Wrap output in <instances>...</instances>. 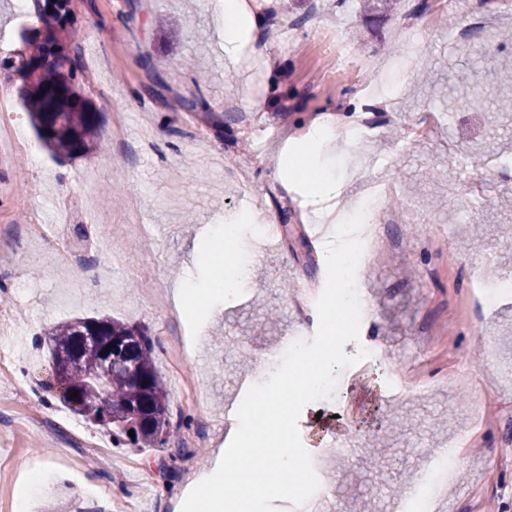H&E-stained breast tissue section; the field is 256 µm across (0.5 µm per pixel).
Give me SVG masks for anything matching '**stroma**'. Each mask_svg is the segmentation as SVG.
<instances>
[{"label": "stroma", "instance_id": "35a3bbf8", "mask_svg": "<svg viewBox=\"0 0 512 512\" xmlns=\"http://www.w3.org/2000/svg\"><path fill=\"white\" fill-rule=\"evenodd\" d=\"M402 0L386 14H365L360 0H254L266 19L263 56L250 69L221 68L222 27L218 0H95L87 9L74 0L78 28L86 37L81 54L88 75L85 94L103 113L101 137L109 148L60 161L36 148L21 172L9 147L0 148V309L44 331L73 318L104 315L146 330L155 365L169 390V417L177 437L200 419L213 427L205 445L174 456L173 445L117 447L110 432L86 421L59 400L49 346L32 348L14 338L9 367L0 370V512H78L79 492L91 484L98 494L133 512H174L176 494L189 473L210 468L224 445V414L245 395L238 379L257 380L256 351H275L283 337L303 330L292 304L294 287L324 285L325 240L315 186L293 159L313 123L325 128L316 147L317 165L340 186L345 201L361 207L373 185L390 194L380 209L384 253H370L358 272L369 315L347 354L367 356L342 370L344 399L304 407L302 442L314 435L313 416L333 418V430L349 432L360 449H325L332 461L320 481L333 487L347 512H388L404 499L418 471L437 449L460 433L464 408L483 405V422L461 450L459 477L445 493L442 512H512V420L499 411L512 406V295L495 306L470 304L476 278H512V180L485 173L471 195L467 156H498L512 162V11L488 0L489 27L501 54L493 61L450 43V25L433 23L404 33L397 27L408 7ZM294 31H284L285 21ZM344 41L354 63L340 66L332 47ZM149 58L167 89L157 97L141 66ZM398 89V111L382 116L379 136L361 144L343 132L342 120L367 101L377 78ZM200 96L208 117L183 109L180 98ZM439 121L423 139L407 138L424 111ZM123 127L125 139L112 131ZM275 132L262 154H242V142ZM249 170L254 204H245L239 176ZM39 204L51 230L79 247L99 243L91 278L60 261L42 241L21 235L20 201ZM425 209L445 233L414 223ZM287 223L289 234L265 263L254 265L250 289L225 298L203 322L165 313L155 293L189 278L210 279L206 263L193 259L209 248L208 226L231 220L240 227L229 247L250 248L243 215ZM154 227L144 244L130 227ZM204 337L182 375L171 369L168 347L175 337ZM496 339L497 363L481 342ZM195 382L197 406L181 402L184 379ZM55 473L29 505L18 498L19 481L36 461Z\"/></svg>", "mask_w": 512, "mask_h": 512}]
</instances>
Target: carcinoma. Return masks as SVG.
Instances as JSON below:
<instances>
[{
  "label": "carcinoma",
  "instance_id": "carcinoma-1",
  "mask_svg": "<svg viewBox=\"0 0 512 512\" xmlns=\"http://www.w3.org/2000/svg\"><path fill=\"white\" fill-rule=\"evenodd\" d=\"M71 3L34 0L43 25L21 31L24 55L0 60V70L14 78L37 140L50 153L69 159L94 150L103 122L102 112L84 93L87 76L81 35L74 18L68 17ZM86 323L98 325L106 340L131 339L121 350L126 364L112 368L106 377L101 372L100 347L80 340ZM47 336L76 353L60 393L67 408L82 417L87 409L95 412V422L111 430L120 445L156 448L170 441L169 392L155 367L153 343L143 330L110 317H92L57 323ZM71 392L78 397L71 399Z\"/></svg>",
  "mask_w": 512,
  "mask_h": 512
}]
</instances>
